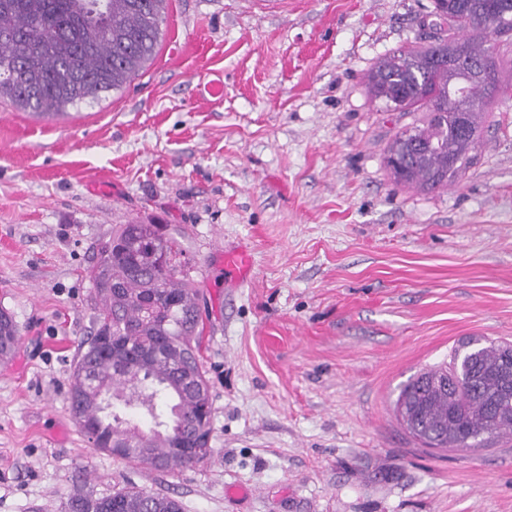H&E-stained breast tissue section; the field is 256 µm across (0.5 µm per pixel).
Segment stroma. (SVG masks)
<instances>
[{"mask_svg":"<svg viewBox=\"0 0 512 512\" xmlns=\"http://www.w3.org/2000/svg\"><path fill=\"white\" fill-rule=\"evenodd\" d=\"M431 0H168L126 87L54 117L0 103V512L134 486L182 512H512V439L430 448L403 387L472 337L512 343V42L473 166L396 184L375 63ZM212 80L222 98H208ZM164 224L203 293L212 455L170 472L93 450L69 411L92 330L87 271L116 225ZM251 264L224 285V253ZM20 340V332L12 315L0 309V357L7 358L8 355L15 352V345Z\"/></svg>","mask_w":512,"mask_h":512,"instance_id":"35a3bbf8","label":"stroma"}]
</instances>
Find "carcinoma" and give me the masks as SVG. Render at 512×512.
I'll use <instances>...</instances> for the list:
<instances>
[{"mask_svg":"<svg viewBox=\"0 0 512 512\" xmlns=\"http://www.w3.org/2000/svg\"><path fill=\"white\" fill-rule=\"evenodd\" d=\"M448 41L401 47L367 76L388 111L424 112L395 136L384 164L395 183L432 192L476 159L500 92L498 32L512 0H433ZM167 0H0V102L46 117L122 90L156 55ZM165 224H118L88 269L94 329L72 364L69 409L92 448L159 469L213 453L198 427L213 418L200 364V290ZM20 332L0 309V357ZM406 429L431 448L512 438V344L470 338L449 363L412 378L397 402ZM66 512H182L175 498L135 487L72 495Z\"/></svg>","mask_w":512,"mask_h":512,"instance_id":"cac0c4a2","label":"carcinoma"}]
</instances>
